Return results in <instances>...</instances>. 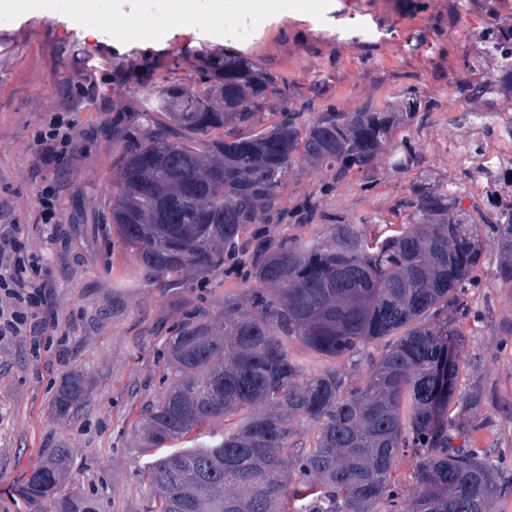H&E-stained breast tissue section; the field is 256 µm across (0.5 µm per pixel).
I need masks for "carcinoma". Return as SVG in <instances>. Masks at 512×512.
<instances>
[{"label":"carcinoma","instance_id":"carcinoma-1","mask_svg":"<svg viewBox=\"0 0 512 512\" xmlns=\"http://www.w3.org/2000/svg\"><path fill=\"white\" fill-rule=\"evenodd\" d=\"M487 17L480 48L461 54L475 79L457 92L489 113L512 91V24L497 21L492 0ZM195 56L187 78L175 59L162 73L112 64L123 95L111 100L113 190L102 207L117 241L160 288L222 275L247 284L216 314H186L170 337L171 384L136 425L139 447L153 451L146 512H496L512 482L469 444L483 387L456 393L466 344L456 322L469 312L484 224L512 284V206L491 197L464 206L471 175L458 172L446 185L412 182L391 212L398 225L382 216L350 224L324 211L325 198L354 174L372 188L384 154L398 170L421 167L409 132L441 101L407 90L381 107L318 111L317 84L294 105L286 78L230 46ZM299 170L317 190L286 207ZM318 215L320 235L256 230L301 228ZM369 345L378 351L358 383L310 366L317 354L347 356L357 369ZM88 393L84 376L70 375L58 416ZM231 418L219 439L185 444ZM403 456L413 459L404 488L393 475ZM70 468L64 445L46 449L21 496L36 512H97L70 485Z\"/></svg>","mask_w":512,"mask_h":512}]
</instances>
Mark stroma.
<instances>
[{
    "label": "stroma",
    "instance_id": "35a3bbf8",
    "mask_svg": "<svg viewBox=\"0 0 512 512\" xmlns=\"http://www.w3.org/2000/svg\"><path fill=\"white\" fill-rule=\"evenodd\" d=\"M483 0H468L455 28H436L448 0H319L316 10L295 7L273 20L226 10L220 26L170 28L174 0H125L135 16L128 41L81 27L71 0L57 14L0 15V230L13 228L50 272L56 327L0 338V512H31L18 490L43 449L65 444L76 490L99 512H144L149 491L141 480L146 449L134 427L170 382L167 345L186 310H220L238 294L233 283L213 282L175 295L140 281L129 252L106 224L97 199L112 186V114L116 59L187 61L188 51L233 44L290 78L301 101L311 81L325 93L318 108L351 112L365 101L385 104L411 89L442 100L411 141L425 151L424 174L447 183L453 173L449 136L461 127L448 112L458 72L459 34L484 24ZM57 112L76 122L75 148L57 164L33 152L34 132ZM380 180L363 189L348 179L326 197L328 211L347 222L389 215L412 174L378 163ZM60 188L61 221L38 220L39 192ZM479 285L468 294L471 315L460 328L466 345L458 384L481 381L486 390L483 425L471 436L490 450L503 476L512 477V285L498 274L499 254L487 244ZM73 373L83 374L89 398L65 419L53 411L56 392Z\"/></svg>",
    "mask_w": 512,
    "mask_h": 512
}]
</instances>
